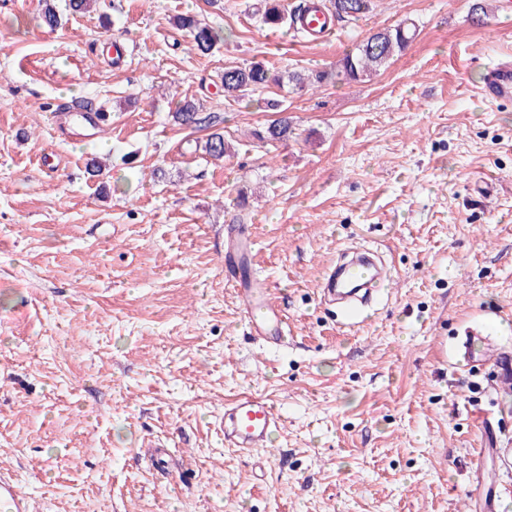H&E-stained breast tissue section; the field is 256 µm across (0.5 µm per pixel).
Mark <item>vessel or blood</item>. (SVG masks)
<instances>
[{"instance_id":"b4317fda","label":"vessel or blood","mask_w":512,"mask_h":512,"mask_svg":"<svg viewBox=\"0 0 512 512\" xmlns=\"http://www.w3.org/2000/svg\"><path fill=\"white\" fill-rule=\"evenodd\" d=\"M297 24L308 36L318 40L327 36L332 21L319 0H309ZM481 93L493 101L512 97V61L502 62L487 72ZM247 251V240L233 244L225 260L226 281L241 298L252 336L271 346L282 345L283 318L267 288L255 279L238 274ZM325 280V291L330 298L350 304L367 302L374 291L385 288L387 283L380 267L366 257L328 271ZM281 424V415L274 405L255 395H244L225 405L220 419L225 447L244 453L268 447ZM0 512H34L31 499L11 478L1 476Z\"/></svg>"}]
</instances>
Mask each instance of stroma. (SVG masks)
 Segmentation results:
<instances>
[{
  "mask_svg": "<svg viewBox=\"0 0 512 512\" xmlns=\"http://www.w3.org/2000/svg\"><path fill=\"white\" fill-rule=\"evenodd\" d=\"M52 2L54 29L43 0H0V472L42 512H512V396L461 356L473 330L512 354V99L479 93L512 13L375 0L311 44L264 28L261 0ZM187 12L220 31L213 53L175 26ZM404 19L417 36L370 80L224 97L226 67L332 73ZM186 96L218 116L223 161L173 122ZM72 98L109 124L59 113ZM270 99L295 126L272 145ZM238 223L281 346L225 282ZM363 248L393 281L345 326L323 277ZM244 394L284 420L247 456L219 429Z\"/></svg>",
  "mask_w": 512,
  "mask_h": 512,
  "instance_id": "1",
  "label": "stroma"
}]
</instances>
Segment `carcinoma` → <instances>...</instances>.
<instances>
[{
	"label": "carcinoma",
	"instance_id": "carcinoma-1",
	"mask_svg": "<svg viewBox=\"0 0 512 512\" xmlns=\"http://www.w3.org/2000/svg\"><path fill=\"white\" fill-rule=\"evenodd\" d=\"M329 3V9L336 20L345 22L370 12L373 6V0H329ZM262 22L271 29H278L288 23V13L285 12L279 0H266ZM178 26L189 34L195 49L202 54L209 53L221 40L218 31L192 15L179 17ZM415 33V24L408 21L374 32L357 45L353 52L346 54L340 60L336 78L349 81H364L371 78L406 49ZM328 78L327 72L306 74L290 71L284 74L263 62L253 61L245 66L224 68L221 84L224 97L238 101L249 92L258 89L280 87L288 83L295 89L301 90L307 85L321 83ZM173 118L183 126L208 131L206 140L200 145L202 152L208 157L221 160L229 152L224 134L216 127V117L199 111L194 101L190 99L177 101ZM292 134H294L292 123L288 117L284 116L267 127L266 139L271 142L283 141Z\"/></svg>",
	"mask_w": 512,
	"mask_h": 512
}]
</instances>
